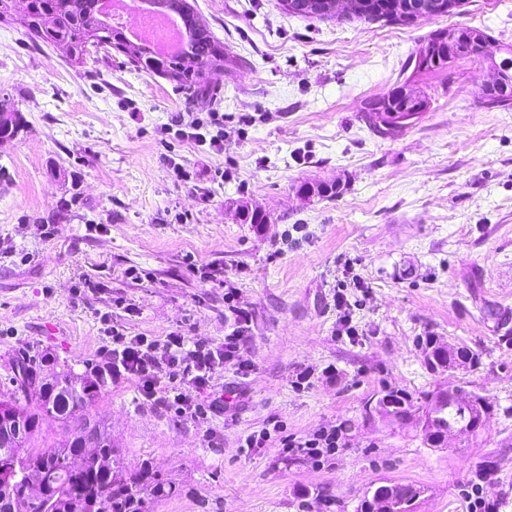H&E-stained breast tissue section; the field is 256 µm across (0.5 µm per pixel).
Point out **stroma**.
I'll list each match as a JSON object with an SVG mask.
<instances>
[{"instance_id": "stroma-1", "label": "stroma", "mask_w": 512, "mask_h": 512, "mask_svg": "<svg viewBox=\"0 0 512 512\" xmlns=\"http://www.w3.org/2000/svg\"><path fill=\"white\" fill-rule=\"evenodd\" d=\"M190 2L227 50L198 98L121 52L79 66L0 21V90L23 116L0 142V385L33 348L89 370L105 315L133 336L180 330L214 346L239 326L245 367L215 382L223 416L177 421L137 403L132 381L92 410L124 476L147 466L176 486L153 512H358L391 481L422 488L415 512H468L473 494L512 512V109L481 103L483 61L419 77L408 65L441 28L512 45V0L410 26L291 16L279 0ZM403 84L426 111L370 126L366 102ZM216 112L220 151L173 124ZM306 183L337 192L305 198ZM246 205L267 224L243 223ZM212 264L223 284L201 278ZM425 336L467 347L479 368L431 371ZM459 385L495 406L473 440L433 448L418 421L367 410L386 387L421 405ZM336 426L321 463L282 448ZM264 428L265 447L242 452Z\"/></svg>"}]
</instances>
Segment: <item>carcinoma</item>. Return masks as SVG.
<instances>
[{
	"label": "carcinoma",
	"mask_w": 512,
	"mask_h": 512,
	"mask_svg": "<svg viewBox=\"0 0 512 512\" xmlns=\"http://www.w3.org/2000/svg\"><path fill=\"white\" fill-rule=\"evenodd\" d=\"M98 0H28L25 10L15 13L13 0H0V19L23 27L27 33L66 46L78 64L84 63L89 45L95 43L103 50L122 51L131 62L148 71L154 70L151 60L156 54L101 22L95 5ZM357 18L368 22L401 25L386 4L377 9L359 13ZM441 31L433 32L426 45L433 48L432 59L423 69H414L417 75H427L448 69L447 43L440 40ZM477 58L499 59L503 67L512 65V46L496 41L475 45ZM159 73L168 74L182 84L205 92L198 81L200 72L224 64V47L204 25L193 24L188 50L182 55L165 56L160 60ZM490 107L512 108V84L508 90L483 94ZM55 367L44 372V365ZM10 387L0 388V412L9 411L19 418L20 427L0 424V459L16 464L17 476L11 484L0 485V512H151L155 500L172 494V486L152 475L145 468L139 474L122 476L121 457L112 448V434L106 432L93 449L100 464L77 469L81 452L78 435L82 428L101 421L91 418L90 409L109 383L87 372L81 375L80 389L60 386L59 378L68 377L72 368L65 361L45 355L23 354L13 361ZM393 408L394 420L404 422L412 415L413 405L402 392H386ZM482 395L462 392L448 399L444 420L453 425L466 419L471 406L468 399L478 400ZM47 417L64 423L63 438L51 445L39 444L41 424ZM38 479L43 490L36 493L30 480Z\"/></svg>",
	"instance_id": "carcinoma-1"
}]
</instances>
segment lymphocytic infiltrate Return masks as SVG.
I'll return each mask as SVG.
<instances>
[{"label":"lymphocytic infiltrate","mask_w":512,"mask_h":512,"mask_svg":"<svg viewBox=\"0 0 512 512\" xmlns=\"http://www.w3.org/2000/svg\"><path fill=\"white\" fill-rule=\"evenodd\" d=\"M107 342L98 353L95 375L117 382L132 379L144 402L164 407L183 421L210 412L224 411L222 396L202 403V393L210 392L216 378L226 370L240 369V331L225 336L221 345L193 339L179 332L162 340L129 335L120 325H109Z\"/></svg>","instance_id":"lymphocytic-infiltrate-1"}]
</instances>
